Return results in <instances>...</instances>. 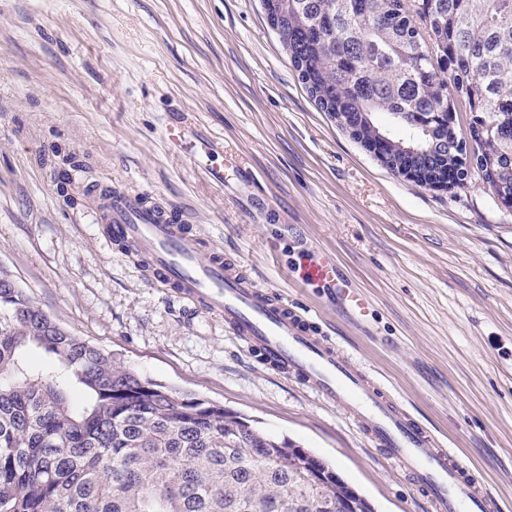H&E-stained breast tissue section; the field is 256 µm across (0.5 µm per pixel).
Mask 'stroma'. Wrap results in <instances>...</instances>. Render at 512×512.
<instances>
[{
  "label": "stroma",
  "instance_id": "1",
  "mask_svg": "<svg viewBox=\"0 0 512 512\" xmlns=\"http://www.w3.org/2000/svg\"><path fill=\"white\" fill-rule=\"evenodd\" d=\"M108 179L315 310L313 336L512 512V211L478 177L442 190L385 170L310 98L262 0H0V270L126 366L310 449L376 512H428L353 414L118 254L88 194ZM323 252L363 315L302 284Z\"/></svg>",
  "mask_w": 512,
  "mask_h": 512
}]
</instances>
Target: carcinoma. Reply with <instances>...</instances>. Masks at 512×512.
<instances>
[{
	"label": "carcinoma",
	"instance_id": "obj_1",
	"mask_svg": "<svg viewBox=\"0 0 512 512\" xmlns=\"http://www.w3.org/2000/svg\"><path fill=\"white\" fill-rule=\"evenodd\" d=\"M269 2L310 97L383 167L425 188L475 173L512 211V0ZM346 499L374 512L309 449L175 396L0 288V512H336Z\"/></svg>",
	"mask_w": 512,
	"mask_h": 512
}]
</instances>
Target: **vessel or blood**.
I'll return each instance as SVG.
<instances>
[{
	"label": "vessel or blood",
	"instance_id": "1",
	"mask_svg": "<svg viewBox=\"0 0 512 512\" xmlns=\"http://www.w3.org/2000/svg\"><path fill=\"white\" fill-rule=\"evenodd\" d=\"M94 194L99 222L122 256L202 311L223 317L236 336L260 349L267 365L314 388L326 403L352 411L373 447L410 475L435 512H501L498 499L468 475L452 449L399 409L335 344L313 338L309 316L225 261L221 247L203 251L178 209L149 205L145 194L119 185L96 188ZM302 279L309 285L335 284V261L327 255L310 260Z\"/></svg>",
	"mask_w": 512,
	"mask_h": 512
}]
</instances>
